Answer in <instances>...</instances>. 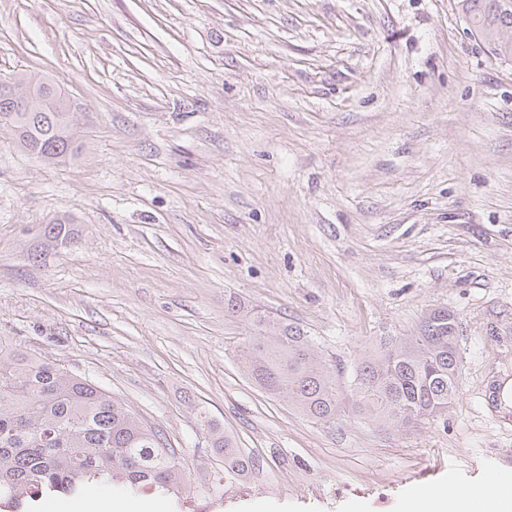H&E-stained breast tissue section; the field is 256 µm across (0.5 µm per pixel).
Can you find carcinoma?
<instances>
[{
  "mask_svg": "<svg viewBox=\"0 0 512 512\" xmlns=\"http://www.w3.org/2000/svg\"><path fill=\"white\" fill-rule=\"evenodd\" d=\"M456 8L492 55L512 58V0H456ZM4 120L18 149L44 165L81 153L69 101L44 75L18 71L0 83V128ZM252 319L256 329L239 349L243 371L321 424L360 416L384 429L415 427L459 395L460 333L446 308L428 311L416 335L384 339L365 353L346 392L309 337L259 312ZM203 426L224 463L206 492L255 470L230 435L208 421ZM183 479L162 434L107 391L0 343V500L14 504L46 490L75 493L114 482L171 493Z\"/></svg>",
  "mask_w": 512,
  "mask_h": 512,
  "instance_id": "1",
  "label": "carcinoma"
}]
</instances>
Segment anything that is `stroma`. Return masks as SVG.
Returning a JSON list of instances; mask_svg holds the SVG:
<instances>
[{
  "label": "stroma",
  "mask_w": 512,
  "mask_h": 512,
  "mask_svg": "<svg viewBox=\"0 0 512 512\" xmlns=\"http://www.w3.org/2000/svg\"><path fill=\"white\" fill-rule=\"evenodd\" d=\"M21 69L85 153L0 133V340L160 430L186 479L163 512H406L512 477V59L454 0H0ZM437 307L459 397L412 428L314 423L239 364L252 308L347 383ZM205 418L257 462L210 495Z\"/></svg>",
  "instance_id": "stroma-1"
}]
</instances>
